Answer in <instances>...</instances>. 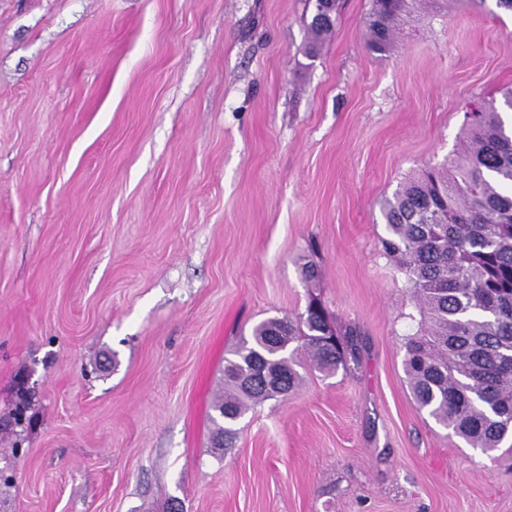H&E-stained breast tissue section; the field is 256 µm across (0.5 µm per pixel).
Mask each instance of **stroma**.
Returning a JSON list of instances; mask_svg holds the SVG:
<instances>
[{
    "label": "stroma",
    "instance_id": "obj_1",
    "mask_svg": "<svg viewBox=\"0 0 512 512\" xmlns=\"http://www.w3.org/2000/svg\"><path fill=\"white\" fill-rule=\"evenodd\" d=\"M370 10L311 57V0H0V512H512L413 399L380 244L512 89V13L425 0L377 53ZM313 297L359 364L302 365L215 456L225 357Z\"/></svg>",
    "mask_w": 512,
    "mask_h": 512
}]
</instances>
